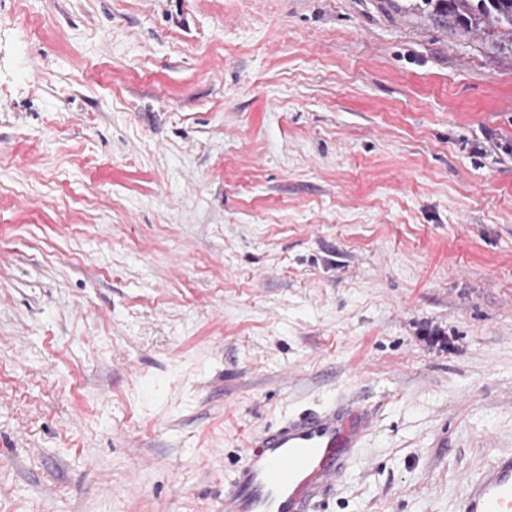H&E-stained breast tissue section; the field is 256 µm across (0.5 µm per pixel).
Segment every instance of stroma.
<instances>
[{
	"label": "stroma",
	"mask_w": 512,
	"mask_h": 512,
	"mask_svg": "<svg viewBox=\"0 0 512 512\" xmlns=\"http://www.w3.org/2000/svg\"><path fill=\"white\" fill-rule=\"evenodd\" d=\"M342 398L321 512H459L512 452V48L411 0H0V512H222Z\"/></svg>",
	"instance_id": "stroma-1"
}]
</instances>
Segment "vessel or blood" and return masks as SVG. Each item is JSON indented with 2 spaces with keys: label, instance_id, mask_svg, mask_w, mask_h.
Wrapping results in <instances>:
<instances>
[{
  "label": "vessel or blood",
  "instance_id": "obj_1",
  "mask_svg": "<svg viewBox=\"0 0 512 512\" xmlns=\"http://www.w3.org/2000/svg\"><path fill=\"white\" fill-rule=\"evenodd\" d=\"M371 425L369 409L335 401L269 427L251 440L223 512H318ZM461 512H512V453L498 454L468 482Z\"/></svg>",
  "mask_w": 512,
  "mask_h": 512
}]
</instances>
